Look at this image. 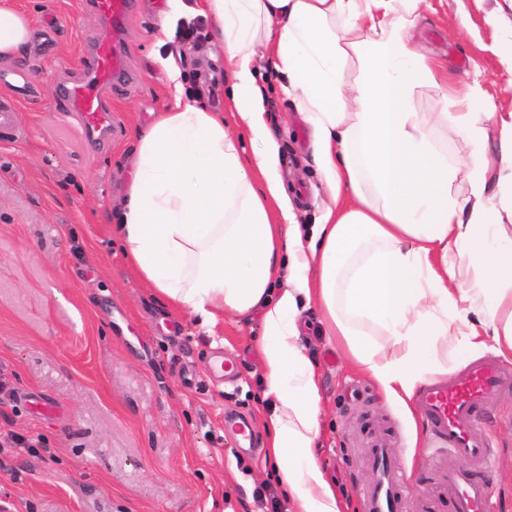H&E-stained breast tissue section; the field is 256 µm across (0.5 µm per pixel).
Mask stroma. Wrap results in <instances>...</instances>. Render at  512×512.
Listing matches in <instances>:
<instances>
[{
  "mask_svg": "<svg viewBox=\"0 0 512 512\" xmlns=\"http://www.w3.org/2000/svg\"><path fill=\"white\" fill-rule=\"evenodd\" d=\"M140 0L125 33L130 81L116 101L121 130L90 148L75 118L59 111L50 84L76 79L98 18L82 0H17L35 30L23 58L41 92L18 103L17 139L0 138V512H271L281 498L265 465L260 410L264 363L259 319L229 314L201 328L163 304L111 240L108 213L131 180L137 128L173 103L158 58H173L185 94L223 108L231 80L209 39L200 0ZM413 41L448 67V86H479L492 113L488 157L512 113V0H421ZM253 65L280 173L297 223H318L327 188L313 162V137L266 57ZM303 342L320 387L316 457L346 512H365L371 451L397 453L409 501L441 482L435 442L416 408L386 400L305 314ZM227 354L233 381L214 375ZM56 406L42 415L36 403ZM242 417L255 445L238 447L225 418ZM492 440L491 512H512V389L482 410Z\"/></svg>",
  "mask_w": 512,
  "mask_h": 512,
  "instance_id": "stroma-1",
  "label": "stroma"
}]
</instances>
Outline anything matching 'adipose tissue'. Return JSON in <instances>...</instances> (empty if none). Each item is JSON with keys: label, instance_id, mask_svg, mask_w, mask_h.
Segmentation results:
<instances>
[{"label": "adipose tissue", "instance_id": "obj_1", "mask_svg": "<svg viewBox=\"0 0 512 512\" xmlns=\"http://www.w3.org/2000/svg\"><path fill=\"white\" fill-rule=\"evenodd\" d=\"M201 2L255 150L244 155L223 113L183 101L178 71L161 60L174 105L136 131L111 231L143 280L201 327L222 313L259 316L275 399L268 457L295 512H342L314 455L319 386L299 323L315 312L324 335L403 405L449 362L487 349L512 359V225L502 221L512 213V121L491 162L479 87L440 111L415 110L418 86L448 78L412 43L420 0ZM34 35L15 0H0V60L22 56ZM260 47L316 139L329 202L307 236L253 70ZM448 134L467 147L453 165Z\"/></svg>", "mask_w": 512, "mask_h": 512}]
</instances>
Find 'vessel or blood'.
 <instances>
[{"mask_svg": "<svg viewBox=\"0 0 512 512\" xmlns=\"http://www.w3.org/2000/svg\"><path fill=\"white\" fill-rule=\"evenodd\" d=\"M105 24V31L91 42L83 59L81 79L54 86L51 95L61 111L74 113L85 137L101 143L105 134L118 129L112 98L129 82L124 30L135 10V0H86ZM0 85L10 89L11 100L0 99V131L16 126L18 101L32 96L35 87L27 71L0 73ZM512 388V375L495 363L479 361L448 381H435L416 394V407L432 432L448 443L455 461L448 468L445 491L452 512H489L490 491L485 482L472 478L469 468L491 461V448L481 428L479 411L504 390ZM374 478L364 491L368 512H406L405 493L392 449H373Z\"/></svg>", "mask_w": 512, "mask_h": 512, "instance_id": "obj_1", "label": "vessel or blood"}]
</instances>
